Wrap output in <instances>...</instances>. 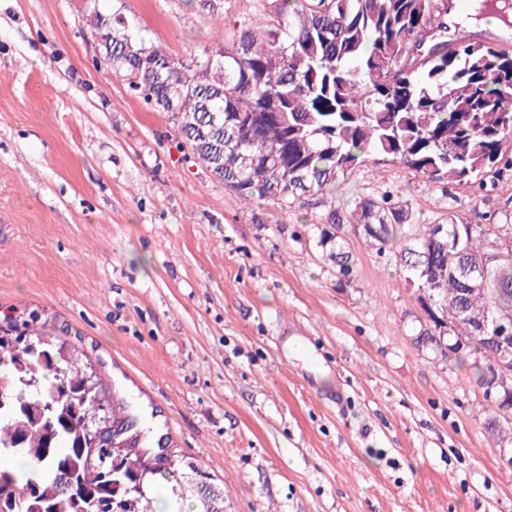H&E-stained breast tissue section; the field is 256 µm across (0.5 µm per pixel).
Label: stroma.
I'll use <instances>...</instances> for the list:
<instances>
[{"mask_svg":"<svg viewBox=\"0 0 512 512\" xmlns=\"http://www.w3.org/2000/svg\"><path fill=\"white\" fill-rule=\"evenodd\" d=\"M95 10L182 57L218 26L184 0H0V321L91 363L224 512H512V441L470 368L416 346L398 257L344 225L340 288L309 232L385 190L421 224H500L512 176L444 191L369 163L290 212L241 204L97 68Z\"/></svg>","mask_w":512,"mask_h":512,"instance_id":"obj_1","label":"stroma"}]
</instances>
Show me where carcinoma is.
Wrapping results in <instances>:
<instances>
[{"label": "carcinoma", "instance_id": "1", "mask_svg": "<svg viewBox=\"0 0 512 512\" xmlns=\"http://www.w3.org/2000/svg\"><path fill=\"white\" fill-rule=\"evenodd\" d=\"M247 24L219 27L218 42L197 56L169 53L137 35L119 14L91 13L90 32L106 34L110 50L99 64L121 76L153 109L174 112L184 144L215 180L238 198L266 201L281 210L307 195H323L369 161L391 162L443 189L480 187L512 172V50L475 41L457 26L448 34L449 0H255ZM476 17L499 16L512 29V0H476ZM345 224H369L361 232L377 252L395 249L409 276L433 266V305L450 319L462 313H512V259L492 267L491 297L463 291V266L487 255L498 242V224H466L448 218L438 225L413 223L410 208L383 192L355 203L348 214L331 209L313 225L315 246L336 266L337 286L352 280V252L337 235ZM431 349L450 362L471 361L477 379L492 359L478 340L460 352ZM88 375L70 353L42 362L0 347V381L26 391L25 408L0 411V457L16 462L0 471V512H16L14 500L40 488L44 512H80L86 501L62 491L57 477L67 466L77 484L99 489L98 478L79 455L90 404L74 395ZM52 420L57 436L51 454L30 448L45 442ZM112 422L131 424L122 463L112 471L114 498L124 512H154L152 484L174 482L176 503L197 496L198 512H224V490L202 493L204 471L168 451L162 464L145 466L156 449L143 446L140 417L124 404Z\"/></svg>", "mask_w": 512, "mask_h": 512}]
</instances>
